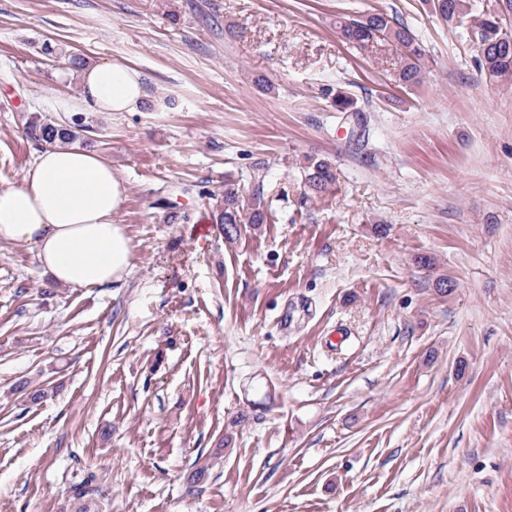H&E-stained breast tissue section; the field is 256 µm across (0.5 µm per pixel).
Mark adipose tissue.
Here are the masks:
<instances>
[{
    "instance_id": "adipose-tissue-1",
    "label": "adipose tissue",
    "mask_w": 512,
    "mask_h": 512,
    "mask_svg": "<svg viewBox=\"0 0 512 512\" xmlns=\"http://www.w3.org/2000/svg\"><path fill=\"white\" fill-rule=\"evenodd\" d=\"M84 100L98 112H135L147 96L141 73L121 62L83 67ZM125 188L112 166L75 145L42 149L19 185L0 187V239L30 243L59 285L107 288L134 266L131 240L116 216Z\"/></svg>"
}]
</instances>
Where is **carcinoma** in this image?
<instances>
[{"label": "carcinoma", "instance_id": "obj_1", "mask_svg": "<svg viewBox=\"0 0 512 512\" xmlns=\"http://www.w3.org/2000/svg\"><path fill=\"white\" fill-rule=\"evenodd\" d=\"M432 12L454 29L474 35L478 41L477 68L480 74L494 81H512V27L504 25L505 17L512 13V0H500L492 9L473 10L472 0H429ZM336 30L342 42L366 51L381 40L395 43L399 54L393 63V79L398 85L410 88L420 83L426 51L415 34L405 25L378 10L342 16L336 20ZM42 52L67 59L72 69L86 64L85 59L68 55L60 48L45 42ZM336 108L350 114L349 121L362 129L365 116L354 106L352 98L339 91L335 97ZM87 128L83 117L74 118L70 124L48 121H27L26 134L34 141L47 145L74 143L79 131ZM302 181L304 196L312 198L326 191L336 181L333 163L327 158L305 156ZM269 206L264 195L257 190L252 195H243L239 184L232 179L224 180V207L216 216V222L224 225V236L233 238L240 232L239 225L264 224Z\"/></svg>", "mask_w": 512, "mask_h": 512}]
</instances>
